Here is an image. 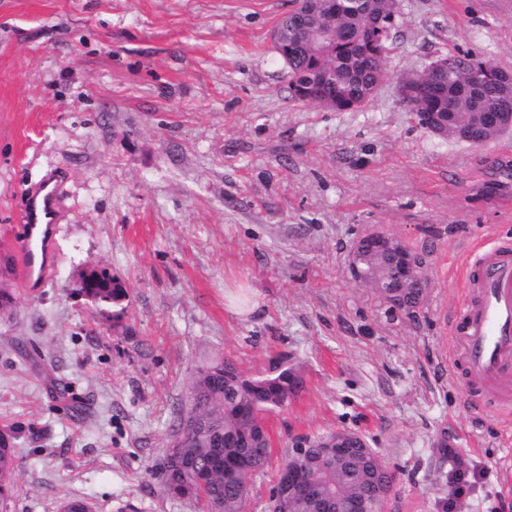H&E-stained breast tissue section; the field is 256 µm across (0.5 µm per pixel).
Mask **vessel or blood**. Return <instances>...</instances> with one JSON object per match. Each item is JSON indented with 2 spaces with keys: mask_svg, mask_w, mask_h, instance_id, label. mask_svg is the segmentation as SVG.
<instances>
[{
  "mask_svg": "<svg viewBox=\"0 0 512 512\" xmlns=\"http://www.w3.org/2000/svg\"><path fill=\"white\" fill-rule=\"evenodd\" d=\"M55 178L27 193L21 217L27 231L20 243L24 281L44 278L53 229L60 218ZM468 279L465 311L453 328V359L468 369L472 389L494 390L512 378V249L481 250Z\"/></svg>",
  "mask_w": 512,
  "mask_h": 512,
  "instance_id": "vessel-or-blood-1",
  "label": "vessel or blood"
}]
</instances>
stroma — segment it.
I'll return each mask as SVG.
<instances>
[{
  "instance_id": "1",
  "label": "stroma",
  "mask_w": 512,
  "mask_h": 512,
  "mask_svg": "<svg viewBox=\"0 0 512 512\" xmlns=\"http://www.w3.org/2000/svg\"><path fill=\"white\" fill-rule=\"evenodd\" d=\"M293 0H0V430L10 512H203L155 472L202 364H294L301 397L267 420V512L294 438L366 437L396 475L382 512H512V408L464 401L448 325L477 248L512 247V133L440 139L401 73L470 50L512 70V0H400L386 77L354 112L293 98L273 31ZM63 217L38 288L17 277L25 189L48 173ZM382 231L423 254L415 313L352 281ZM124 285L122 317L78 288ZM255 291L237 312L225 294ZM68 392L59 401V389ZM468 485L456 493L455 475ZM14 448H9V442L0 438V499H10L13 496L11 481L15 472Z\"/></svg>"
}]
</instances>
